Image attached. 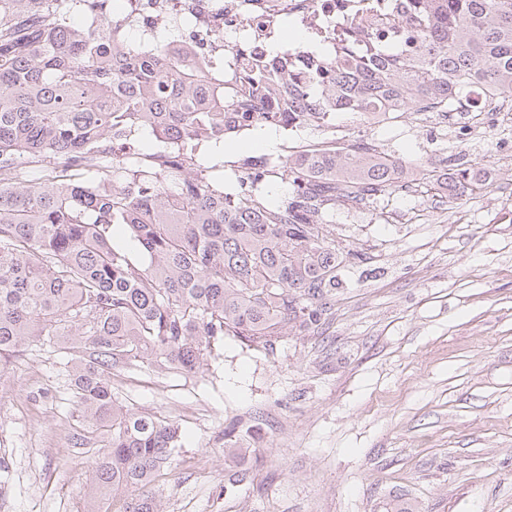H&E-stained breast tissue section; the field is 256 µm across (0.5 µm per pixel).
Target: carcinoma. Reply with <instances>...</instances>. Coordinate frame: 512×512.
Here are the masks:
<instances>
[{
  "label": "carcinoma",
  "mask_w": 512,
  "mask_h": 512,
  "mask_svg": "<svg viewBox=\"0 0 512 512\" xmlns=\"http://www.w3.org/2000/svg\"><path fill=\"white\" fill-rule=\"evenodd\" d=\"M430 17L417 45L274 59L253 75L263 113L333 126L338 112H448L512 98V0H414ZM111 0H0V367L21 348L63 345L76 425L68 447L92 453L88 512L130 492L124 512H162L150 490L182 447L178 424L130 410L112 375L147 363L195 376L231 336L273 349L326 324L336 270L351 249L328 237L336 206L392 195L403 165L369 142L277 164L293 188L244 193L206 173L196 149L224 144L244 102L162 42L146 54L119 37ZM148 130L164 144L120 159L114 143ZM435 190L475 192V166L426 170ZM122 226L142 255L114 244ZM250 432L224 428L229 484L246 481Z\"/></svg>",
  "instance_id": "1"
}]
</instances>
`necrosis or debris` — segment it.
<instances>
[{
    "instance_id": "1",
    "label": "necrosis or debris",
    "mask_w": 512,
    "mask_h": 512,
    "mask_svg": "<svg viewBox=\"0 0 512 512\" xmlns=\"http://www.w3.org/2000/svg\"><path fill=\"white\" fill-rule=\"evenodd\" d=\"M145 35L162 22H185L181 42L196 46L197 66L223 76L241 99L258 103L260 89L246 72L263 67L267 42L290 21L309 37L337 45L354 35L359 43H399L405 29H422L424 15L410 0H127Z\"/></svg>"
}]
</instances>
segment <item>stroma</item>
I'll return each instance as SVG.
<instances>
[{
    "instance_id": "obj_1",
    "label": "stroma",
    "mask_w": 512,
    "mask_h": 512,
    "mask_svg": "<svg viewBox=\"0 0 512 512\" xmlns=\"http://www.w3.org/2000/svg\"><path fill=\"white\" fill-rule=\"evenodd\" d=\"M336 142L367 138L410 171L376 207L329 227L357 251L328 323L273 351L224 340L196 377L115 372L136 412L184 431L152 490L164 512H512V112L337 114ZM485 171L475 193L436 198L420 168ZM75 407L57 345L0 372V512H85L93 457L68 445ZM256 441L250 477L224 486L225 426Z\"/></svg>"
}]
</instances>
